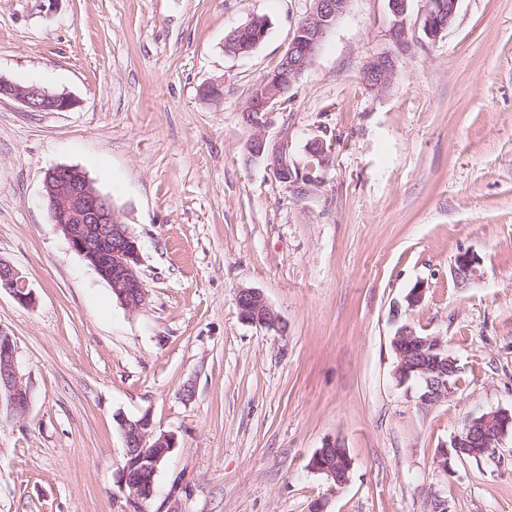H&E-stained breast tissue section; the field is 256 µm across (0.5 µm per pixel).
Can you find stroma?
<instances>
[{
  "label": "stroma",
  "instance_id": "stroma-1",
  "mask_svg": "<svg viewBox=\"0 0 512 512\" xmlns=\"http://www.w3.org/2000/svg\"><path fill=\"white\" fill-rule=\"evenodd\" d=\"M310 6L0 0V76L76 102L0 99V259L35 294L0 292L31 392L24 418L0 407V512H512V436L478 461L440 455L468 417L512 409V0H459L434 42L426 0H409L410 46L381 91L361 70L389 46L388 2L349 0L271 116L298 174L283 183L248 160L242 113ZM256 17L265 39L227 53ZM318 141L332 150L316 163ZM56 165L82 169L137 236L142 310L56 231ZM241 287L283 331L240 319ZM405 324L460 366L428 410L394 377ZM146 413L177 446L137 511L115 417ZM335 438L353 462L341 488L309 467ZM263 22H264L263 19H260V18L254 19L247 25L243 26L242 30L238 31V29H236V30L232 31L230 34H228L226 41H225V45H224L226 52L230 53V54H234V55H237V54L239 55V54L247 53L250 50H252L253 48H255L254 47L255 45L250 47V44L254 37V33L248 32L244 29L256 30V32L261 30L262 35L259 36V40L257 41V43H259L260 41L262 42L264 39L263 37H265L266 31H267L266 27L262 28ZM246 49H248V50H246Z\"/></svg>",
  "mask_w": 512,
  "mask_h": 512
}]
</instances>
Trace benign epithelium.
<instances>
[{"label": "benign epithelium", "mask_w": 512, "mask_h": 512, "mask_svg": "<svg viewBox=\"0 0 512 512\" xmlns=\"http://www.w3.org/2000/svg\"><path fill=\"white\" fill-rule=\"evenodd\" d=\"M349 0H311L308 15L298 23L283 64L288 77L275 70L258 85L260 106L250 118L254 134L247 151L254 157H265L277 178L287 183L294 174L284 149L267 141L265 128L270 124L276 100L287 86L295 84L314 63L325 35L344 15ZM459 0H441L440 9L424 14L423 29L429 40H437L455 17ZM393 16L389 30L390 48L367 61L363 79L370 88L388 85L396 75V62L409 46L405 22L407 0H388ZM9 97L34 112H66L74 106L71 98L53 94L39 87H21L0 77V97ZM44 197L52 224L76 252L111 287L120 304L128 311L142 309L147 290L140 276L142 263L139 240L120 223L112 200L102 194L85 172L76 166L56 165L44 175ZM0 288L21 304L34 303V294L26 280L11 264L0 262ZM236 304L241 320L268 330L282 327L279 315L264 295L254 288H240ZM396 356L394 376L399 385L419 383L418 403L432 408L449 399L455 392L460 372L457 359L439 336H423L412 327H399L391 338ZM6 399L15 417L25 416L30 407V390L22 381L12 336L0 330V400ZM116 423L125 448V464L119 476V488L129 503L138 508L154 493L158 464L177 448L175 435L156 432L152 419L145 413L128 418L116 415ZM512 433V410L495 409L470 418L462 431L450 440L442 454L445 458L465 453L481 458ZM312 470L324 474L338 487L350 481L352 462L347 448L339 439L328 440L312 457Z\"/></svg>", "instance_id": "benign-epithelium-1"}]
</instances>
